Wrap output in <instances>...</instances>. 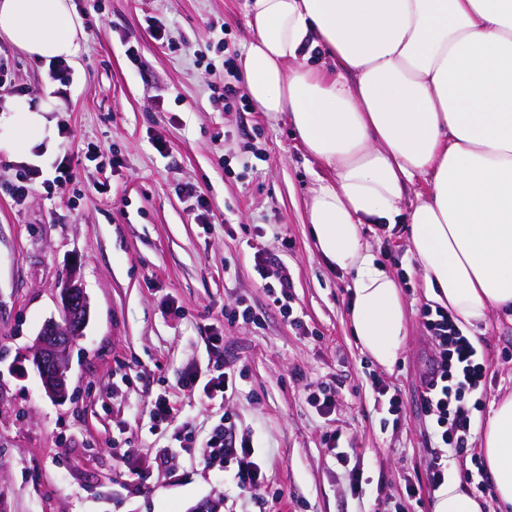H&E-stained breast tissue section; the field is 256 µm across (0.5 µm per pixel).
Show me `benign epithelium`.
Wrapping results in <instances>:
<instances>
[{
  "label": "benign epithelium",
  "instance_id": "7a95c632",
  "mask_svg": "<svg viewBox=\"0 0 512 512\" xmlns=\"http://www.w3.org/2000/svg\"><path fill=\"white\" fill-rule=\"evenodd\" d=\"M89 316L88 297L72 277L61 289V321L47 322L33 349V363L52 396L63 398L67 394L68 351L75 338L83 334Z\"/></svg>",
  "mask_w": 512,
  "mask_h": 512
}]
</instances>
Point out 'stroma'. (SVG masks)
Segmentation results:
<instances>
[{"label": "stroma", "mask_w": 512, "mask_h": 512, "mask_svg": "<svg viewBox=\"0 0 512 512\" xmlns=\"http://www.w3.org/2000/svg\"><path fill=\"white\" fill-rule=\"evenodd\" d=\"M85 51L72 67L68 101L48 113L46 136L26 156L0 148V512H432L433 491L409 498L439 450L417 405L433 354L422 324L426 290L406 225H364L363 242L399 281L407 343L393 369L363 353L347 312L351 276L319 252L307 202L331 169L310 155L289 118L257 106L214 105L224 57L244 53L247 0H72ZM155 18L169 40L154 39ZM11 78L32 101L49 97L47 66L0 36ZM138 59L130 61L128 49ZM164 141L159 153L155 141ZM70 159L59 193L24 196L22 169L44 178ZM204 192L210 221L198 223ZM274 257L265 273L255 250ZM292 278V315L264 286L278 265ZM90 302L84 334L69 352V391L41 387L27 354L43 324L60 319L69 276ZM250 306L248 320L232 317ZM487 365V399L474 412L480 448L494 404L512 393V311L467 328ZM224 363L227 397L207 399L183 382ZM337 380L336 410L317 414L308 395ZM397 389L399 417L378 402L374 381ZM170 400L176 419L153 426L149 404ZM229 418L249 436L274 499L239 494L230 473L205 464L211 428ZM363 469L360 494L324 438ZM167 456L166 465L155 463Z\"/></svg>", "instance_id": "1"}]
</instances>
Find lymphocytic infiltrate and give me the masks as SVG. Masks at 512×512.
<instances>
[{"label": "lymphocytic infiltrate", "instance_id": "f902f5d3", "mask_svg": "<svg viewBox=\"0 0 512 512\" xmlns=\"http://www.w3.org/2000/svg\"><path fill=\"white\" fill-rule=\"evenodd\" d=\"M422 323L433 346L430 367L419 396L421 409L431 417L433 432L455 454L469 453L472 417L484 398L477 391L486 379V364L477 362V350L456 328L447 310L424 306ZM254 450L247 439L237 438L230 425H216L203 450L205 462L223 461L234 470L237 488L263 503L266 485L262 469L253 461Z\"/></svg>", "mask_w": 512, "mask_h": 512}]
</instances>
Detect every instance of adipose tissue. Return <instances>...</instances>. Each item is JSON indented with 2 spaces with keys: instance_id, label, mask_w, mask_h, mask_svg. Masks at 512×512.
<instances>
[{
  "instance_id": "obj_1",
  "label": "adipose tissue",
  "mask_w": 512,
  "mask_h": 512,
  "mask_svg": "<svg viewBox=\"0 0 512 512\" xmlns=\"http://www.w3.org/2000/svg\"><path fill=\"white\" fill-rule=\"evenodd\" d=\"M247 10L249 97L288 114L335 172L313 188L308 218L320 253L353 275L362 351L389 368L407 338L399 284L365 248V224H408L430 297L458 327L512 308V0H249ZM0 34L46 63L74 65L84 51L71 0H0ZM318 52L335 75L314 64ZM54 109L9 98L0 136L23 152ZM418 176L428 189L404 209ZM481 453L499 507H512V395L495 404ZM432 508L488 505L451 479Z\"/></svg>"
}]
</instances>
